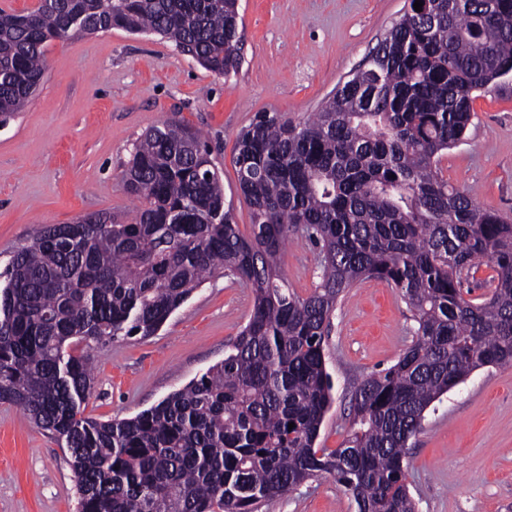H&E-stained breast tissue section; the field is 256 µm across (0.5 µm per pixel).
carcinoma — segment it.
Listing matches in <instances>:
<instances>
[{
  "label": "carcinoma",
  "instance_id": "carcinoma-1",
  "mask_svg": "<svg viewBox=\"0 0 512 512\" xmlns=\"http://www.w3.org/2000/svg\"><path fill=\"white\" fill-rule=\"evenodd\" d=\"M421 2L310 119L258 112L240 132L250 235L224 209L208 145L165 122L124 174L144 201L133 222L91 214L14 251L0 290V403L65 442L79 512H261L321 474L358 512H415L404 460L425 412L473 371L512 366V224L440 170L474 90L512 75V0ZM112 29L157 34L222 75L242 61L237 0L0 9V120L39 86L49 42ZM290 234L318 251L306 297L279 264ZM479 259L494 288L475 303L463 282ZM219 273L252 290L224 362L131 418L84 416L92 367L77 347L153 335ZM363 277L401 291L416 339L357 384L347 437L329 450L318 443L334 391L325 342L339 296Z\"/></svg>",
  "mask_w": 512,
  "mask_h": 512
}]
</instances>
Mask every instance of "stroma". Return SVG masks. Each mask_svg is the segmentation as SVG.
Listing matches in <instances>:
<instances>
[{
    "label": "stroma",
    "mask_w": 512,
    "mask_h": 512,
    "mask_svg": "<svg viewBox=\"0 0 512 512\" xmlns=\"http://www.w3.org/2000/svg\"><path fill=\"white\" fill-rule=\"evenodd\" d=\"M406 0H239L242 63L214 74L154 34L113 29L50 42L43 81L0 126V271L48 224L105 213L136 216L123 172L134 144L163 121L203 134L224 183V207L240 231L251 219L233 164L237 133L259 112L306 121L400 19ZM463 142L442 175L476 204L512 220V76L475 92ZM318 252L288 241L281 267L299 296L318 278ZM252 291L205 281L155 335L91 343L86 417L131 418L224 360L246 324ZM416 323L397 288L367 278L341 294L326 340L335 400L321 447L346 438L355 385L394 365ZM418 512H512V367L472 372L426 412L407 454ZM79 495L62 442L20 408L0 404V512H77ZM264 512H356L328 476L310 479Z\"/></svg>",
    "instance_id": "35a3bbf8"
}]
</instances>
